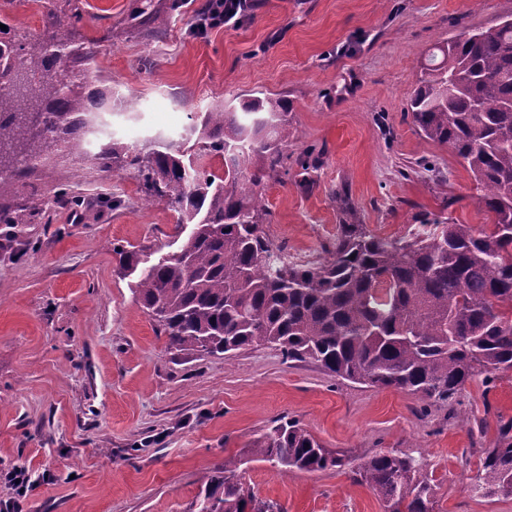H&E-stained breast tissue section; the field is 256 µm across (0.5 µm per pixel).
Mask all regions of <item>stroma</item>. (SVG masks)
<instances>
[{"instance_id":"1","label":"stroma","mask_w":512,"mask_h":512,"mask_svg":"<svg viewBox=\"0 0 512 512\" xmlns=\"http://www.w3.org/2000/svg\"><path fill=\"white\" fill-rule=\"evenodd\" d=\"M80 2V32L98 53L71 68L86 72L127 144L167 135L199 105L235 107L253 92L287 102L292 159L265 180L262 229L289 256L323 259L339 188L383 236H403L426 212L492 223L471 173L420 136L409 100L430 48L496 25L512 0H257L238 26L204 38L189 11L163 36H132L126 19L137 0ZM42 13L37 0H12L0 21L27 43L47 37ZM73 173L80 208L54 198V184ZM35 187L47 200L39 223L0 249V470H31L24 512H197L225 457L243 456L283 417L347 457L315 472L245 464L258 496L285 512H382L352 467L389 450L425 459L440 512H512V496L473 489L480 449L499 418H512V371L428 402L337 379L271 346L175 353L112 248L176 250V212L144 202L125 171H100L75 136L54 141L41 167L15 180L18 198ZM112 197L122 207H98Z\"/></svg>"}]
</instances>
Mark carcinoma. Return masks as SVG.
Wrapping results in <instances>:
<instances>
[{
  "instance_id": "obj_1",
  "label": "carcinoma",
  "mask_w": 512,
  "mask_h": 512,
  "mask_svg": "<svg viewBox=\"0 0 512 512\" xmlns=\"http://www.w3.org/2000/svg\"><path fill=\"white\" fill-rule=\"evenodd\" d=\"M146 0L139 26L168 28L190 9ZM49 39L26 45L0 37V172L19 173L18 158H37L92 96L73 80L62 90L48 70L52 51L75 42L81 9L53 4ZM421 67L410 110L424 138L448 146L472 174L479 202L494 215L477 230L424 218L401 237L361 223L348 196L336 193V236L319 262L288 260L261 228L265 178L288 164V105L252 94L234 112L194 115L177 148L161 141L133 151L112 139L99 168L117 165L139 182L145 200L160 198L191 226L177 250L157 257L115 246L120 271L168 347L185 355L226 354L274 346L289 360H312L342 380L449 401L480 377L512 370V17L434 47ZM221 168L214 169L212 160ZM13 182L0 181V239L25 236L45 201L16 207ZM250 459L279 468L322 471L345 464L295 420H277L248 449ZM243 461L224 459L200 493L199 512H284L246 485ZM421 458L381 451L353 470L383 512H436L434 485ZM478 484L512 495V419L480 449Z\"/></svg>"
}]
</instances>
